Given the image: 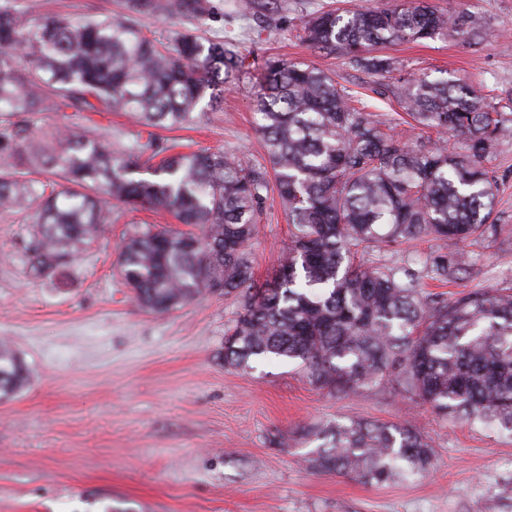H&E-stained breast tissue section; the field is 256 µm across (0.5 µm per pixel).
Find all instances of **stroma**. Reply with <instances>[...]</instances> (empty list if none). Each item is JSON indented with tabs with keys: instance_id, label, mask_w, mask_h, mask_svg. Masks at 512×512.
<instances>
[{
	"instance_id": "stroma-1",
	"label": "stroma",
	"mask_w": 512,
	"mask_h": 512,
	"mask_svg": "<svg viewBox=\"0 0 512 512\" xmlns=\"http://www.w3.org/2000/svg\"><path fill=\"white\" fill-rule=\"evenodd\" d=\"M199 18L157 15L145 31L175 39L185 31L228 40L241 61L224 101L202 99L188 128L155 129L185 151L233 153L262 165L258 85L265 63L304 61L335 77L357 107L390 119L400 106L398 79L460 77L490 102H512V0H434L444 10L482 14L478 44L428 39L384 47L396 63L380 77L347 57L316 52L302 40L313 13L380 8L389 0H204ZM35 15L86 19L124 15V0H29ZM17 121L34 131L59 125L124 149L146 135L126 112H30ZM498 176L494 227L473 242L472 268L456 282H427L431 293L512 284V143L490 163ZM30 211H0V340L29 369L27 385L0 399V512H512V437L448 424L398 388L382 394H328L294 363L224 365V332L233 299L203 292L164 315L144 310L125 284L116 250L135 227L172 224L164 211L113 203L99 238L53 277L36 276L25 247L36 226ZM288 244V223L269 195L248 247L265 281ZM455 241H419L365 258L387 264L454 252ZM336 417L410 425L437 457L427 477L371 486L308 468L305 429Z\"/></svg>"
}]
</instances>
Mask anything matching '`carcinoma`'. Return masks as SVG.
Masks as SVG:
<instances>
[{"label": "carcinoma", "instance_id": "1", "mask_svg": "<svg viewBox=\"0 0 512 512\" xmlns=\"http://www.w3.org/2000/svg\"><path fill=\"white\" fill-rule=\"evenodd\" d=\"M201 13L200 0H126L122 17L85 21L0 7V112H95L100 103L149 127L188 125L205 95L222 102L238 58L224 42L191 33L172 44L151 39L140 21ZM484 26L475 12L402 0L322 11L304 32L310 49L384 74L394 61L374 53L378 45L474 40ZM396 97L415 126L438 139L413 142L392 121L370 118L313 65L269 62L259 103L264 167L223 151L173 153L152 136L119 151L90 135L56 128L36 135L14 125L0 208L35 210L26 251L38 276L56 274L98 237L112 201L164 209L179 224L203 227V237L138 227L118 246L122 277L136 301L159 314L204 289L234 297L224 366L287 359L330 393L379 394L395 385L446 421L512 435V284L454 299L424 294L421 281L448 282L469 266L462 249L420 268L357 260L361 248L423 237L465 245L481 236L494 223L496 198L485 162L512 141V112L448 78L409 76ZM450 134L462 138L461 151L448 149ZM272 188L293 232L259 286L246 250ZM28 377L0 342V397ZM305 434L318 442L306 462L319 473L380 487L425 477L434 466L431 444L407 425L338 419Z\"/></svg>", "mask_w": 512, "mask_h": 512}]
</instances>
